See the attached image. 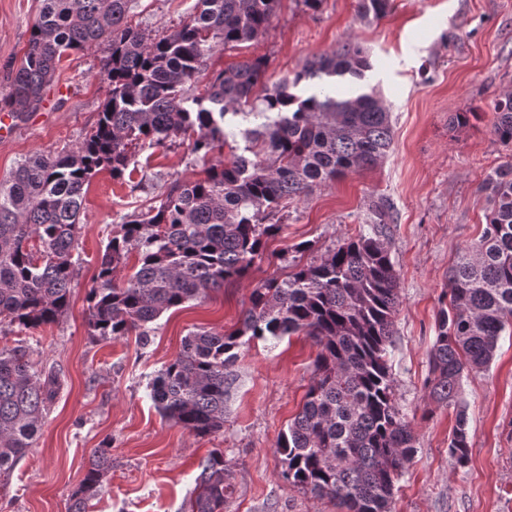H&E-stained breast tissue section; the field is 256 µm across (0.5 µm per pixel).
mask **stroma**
<instances>
[{
    "instance_id": "stroma-1",
    "label": "stroma",
    "mask_w": 512,
    "mask_h": 512,
    "mask_svg": "<svg viewBox=\"0 0 512 512\" xmlns=\"http://www.w3.org/2000/svg\"><path fill=\"white\" fill-rule=\"evenodd\" d=\"M358 0H322L318 10L279 0L259 41L216 52L210 68L267 57V85L300 71L344 42L368 54L370 85L392 116L394 138L384 162L314 188L278 213L279 232L264 260L238 281L165 312L147 341L136 333L89 334L86 300L101 256L124 217L152 204L175 180H195L203 164L192 139L133 151V172L101 171L88 186L70 306L37 328L0 323V349L28 348L35 369L56 372L59 386L32 448L0 482V512H68L94 449L110 448L112 468L90 512H187L199 464L215 449L231 459L235 491L228 512H338L334 501L291 487L280 475L278 435L299 412L319 351L295 334L271 344L251 341L226 370L223 430L199 436L163 418L149 384L197 329L239 328L253 288L285 277V256L319 260L368 224L372 204L386 199L391 260L399 277L393 373L400 408L417 451L399 478L392 512H512V333H503L483 369L465 373L463 402L470 436L466 467H455L448 439L456 409L431 399L424 381L439 311L448 299V269L481 236L489 209L480 184L512 160L493 134L494 103L512 92V0H393L379 21L361 20ZM196 0H132L127 21L150 35L176 29ZM39 0H0V96L25 52ZM100 46L64 56L36 111L0 138V181L37 153L73 151L95 127L108 85ZM477 112L463 128L453 112ZM302 242L312 248L295 254Z\"/></svg>"
}]
</instances>
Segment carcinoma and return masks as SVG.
I'll return each mask as SVG.
<instances>
[{"label":"carcinoma","instance_id":"obj_1","mask_svg":"<svg viewBox=\"0 0 512 512\" xmlns=\"http://www.w3.org/2000/svg\"><path fill=\"white\" fill-rule=\"evenodd\" d=\"M20 65L0 110L21 117L43 100L68 52L105 42L101 73L109 92L93 131L64 155L35 154L0 184V322L39 327L68 310L72 251L85 187L103 170L124 177L130 149L163 145L192 131L204 162L227 144L224 127L249 108L261 119L241 131L243 146L204 170L174 181L158 204L128 215L112 235L88 292L91 335L139 332L163 313L244 277L265 258L272 223L284 203L350 172L373 169L391 148L390 113L375 88L345 93L336 79H367L371 63L356 43L310 61L268 89L264 58L232 64L202 92L188 89L214 53L256 42L279 0H197L178 29L151 37L127 23L130 0H40ZM361 18L378 21L391 0H358ZM494 135L512 147V93L494 105ZM490 209L479 240L450 270V307L442 308L429 351L428 396L459 406L465 373L487 367L501 334L512 328V163L482 181ZM389 206L372 207L371 224L315 263L296 262L283 279L254 288L242 326L231 333L190 332L150 383L161 416L205 436L224 429L225 370L252 340L305 333L319 346L302 410L275 444L281 476L340 512H391L395 485L416 452L414 430L397 402L391 337L398 281L383 240ZM37 239L40 253L30 241ZM137 254L123 281L120 264ZM57 378L34 369L22 346L0 349V478L12 472L42 427ZM470 436L463 409L448 454L462 467ZM112 466L95 449L69 512H88ZM189 512H226L232 463L221 451L200 464Z\"/></svg>","mask_w":512,"mask_h":512}]
</instances>
